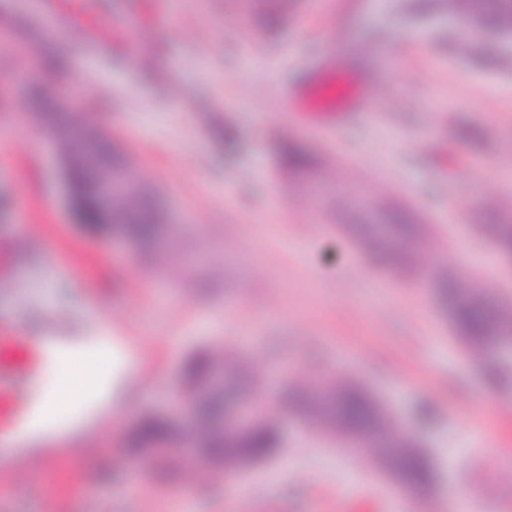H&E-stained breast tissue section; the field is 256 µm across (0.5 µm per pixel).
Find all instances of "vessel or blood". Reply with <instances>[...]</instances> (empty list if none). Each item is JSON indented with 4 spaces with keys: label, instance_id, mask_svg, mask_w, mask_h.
<instances>
[{
    "label": "vessel or blood",
    "instance_id": "vessel-or-blood-1",
    "mask_svg": "<svg viewBox=\"0 0 512 512\" xmlns=\"http://www.w3.org/2000/svg\"><path fill=\"white\" fill-rule=\"evenodd\" d=\"M335 72L330 63H315L309 68L307 85L324 93V111L343 120L356 119L364 96L355 83L336 80ZM113 342L112 334L97 326L83 327L76 335L51 326L33 336L21 331L15 321L0 319V427L23 421L26 430L15 448L19 457L52 460L55 442L63 438L90 446L94 433L112 414L111 402L60 414L51 426H40L37 419L46 392L45 378L64 354L81 356L90 363L111 361Z\"/></svg>",
    "mask_w": 512,
    "mask_h": 512
}]
</instances>
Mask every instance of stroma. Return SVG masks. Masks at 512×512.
Returning <instances> with one entry per match:
<instances>
[{"label":"stroma","instance_id":"stroma-1","mask_svg":"<svg viewBox=\"0 0 512 512\" xmlns=\"http://www.w3.org/2000/svg\"><path fill=\"white\" fill-rule=\"evenodd\" d=\"M88 0L94 32L69 22L73 0H6L0 8V251L12 257L0 316L54 320L78 332L91 305L121 332L141 335L152 410L171 402L186 355L236 342L274 407L288 381L315 372L360 379L389 413L421 434L438 474L411 512H473L512 502V385L487 387L482 365L434 297L436 266L512 298V259L475 225L512 223V40L452 48L462 19L448 0H275L280 25L244 0ZM66 57L44 71L87 96L81 114L146 174L181 254L149 259L116 233L78 224L51 136L31 117L21 63ZM328 60L364 91L351 121L321 130L287 105L306 66ZM295 148L306 170L283 168ZM437 227L411 287L372 264L352 224L391 223L392 209ZM466 254H459L458 244ZM434 418L416 422L418 403ZM139 409L48 462L13 458L0 512H395L401 490L300 422L285 423L275 461L238 475L247 498L230 506L227 473L169 477L130 452ZM138 476L137 495L125 491Z\"/></svg>","mask_w":512,"mask_h":512}]
</instances>
